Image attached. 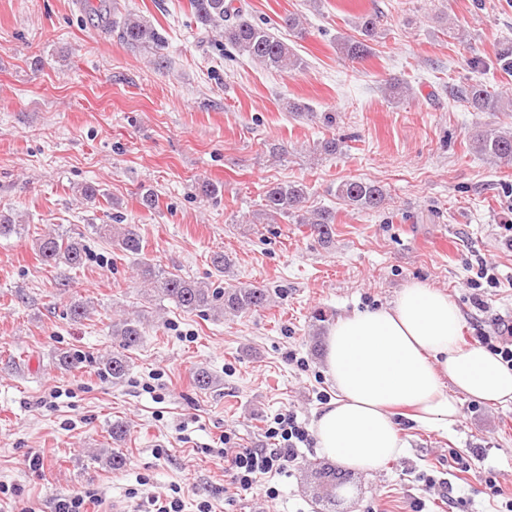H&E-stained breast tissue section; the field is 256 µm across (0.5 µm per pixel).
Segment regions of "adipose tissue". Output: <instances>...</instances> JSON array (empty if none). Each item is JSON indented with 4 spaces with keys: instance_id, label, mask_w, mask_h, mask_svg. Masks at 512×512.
<instances>
[{
    "instance_id": "obj_1",
    "label": "adipose tissue",
    "mask_w": 512,
    "mask_h": 512,
    "mask_svg": "<svg viewBox=\"0 0 512 512\" xmlns=\"http://www.w3.org/2000/svg\"><path fill=\"white\" fill-rule=\"evenodd\" d=\"M462 330L456 304L420 281L389 306L338 317L324 352L336 394L313 421L321 454L369 472L405 447L397 407L414 408L418 425L445 428L457 419L458 394L512 403V369L484 348L462 346Z\"/></svg>"
}]
</instances>
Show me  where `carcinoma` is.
Wrapping results in <instances>:
<instances>
[{
	"instance_id": "obj_1",
	"label": "carcinoma",
	"mask_w": 512,
	"mask_h": 512,
	"mask_svg": "<svg viewBox=\"0 0 512 512\" xmlns=\"http://www.w3.org/2000/svg\"><path fill=\"white\" fill-rule=\"evenodd\" d=\"M196 21L204 27L214 29L224 42L238 53L247 56L269 69L292 73L305 67L302 58L280 37L275 30L286 27L299 34L303 33V15L290 13L280 18L277 25H259L245 16L234 0H189ZM381 16L367 13L361 16L357 29L361 37L342 38L338 45L350 59H362L370 54L372 41L380 24ZM106 27L119 30L123 41L135 48L153 45L162 47L154 28L147 21L127 15L119 20L108 19ZM385 95L392 102H400L409 96L410 88L398 80L385 83ZM454 97L469 105L476 112H499L512 105V97H504L482 83L462 84L455 90ZM476 148L488 154L502 165L512 166V133L497 129L486 130L475 138ZM307 189L302 184L277 183L266 191L263 215L276 220L290 218L296 224H308L325 243L331 241L332 226L336 213L330 209H304ZM336 198L355 209H381L387 201L385 190L374 182L347 179L336 186ZM96 232L108 234L112 244L121 251L140 256L143 254V240L132 226L115 227L112 224L96 225ZM36 250L42 261L48 264L64 263L71 268L83 264L86 257L85 245L63 234H47L36 242ZM141 276L151 289L161 297L172 301L176 307L187 313L220 310L238 315L257 311L270 303L268 290L251 286H234L228 289L208 288L178 274L155 268L147 261H140ZM141 319L125 318L113 324V334L121 338L125 350L138 345L142 336ZM104 373L114 381L122 380L129 371L128 361L123 354H114L102 361Z\"/></svg>"
}]
</instances>
